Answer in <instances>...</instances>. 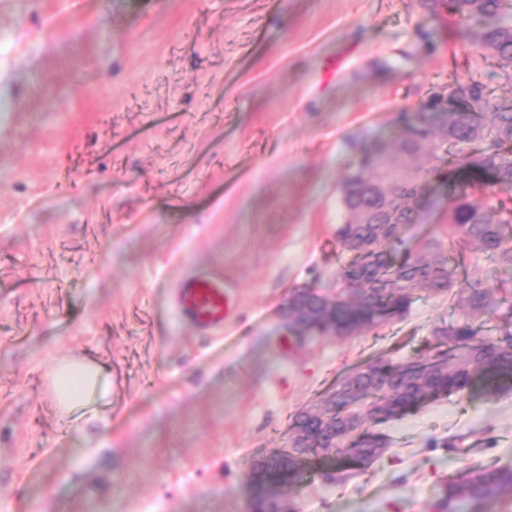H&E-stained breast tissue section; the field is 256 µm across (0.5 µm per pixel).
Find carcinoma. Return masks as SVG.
Masks as SVG:
<instances>
[{
    "instance_id": "carcinoma-1",
    "label": "carcinoma",
    "mask_w": 512,
    "mask_h": 512,
    "mask_svg": "<svg viewBox=\"0 0 512 512\" xmlns=\"http://www.w3.org/2000/svg\"><path fill=\"white\" fill-rule=\"evenodd\" d=\"M428 13L459 18L465 32L495 61L496 75L512 83V0H419ZM443 177L448 194V241L431 239L430 251L407 249L400 233L415 223L412 202ZM512 188V99L491 96L482 74L432 92L415 112L402 116L389 142L359 147L340 190H349L347 220L337 231L342 254L340 288L328 299L298 291L288 303V320L298 335L349 336L374 331L405 314L411 295L439 296L461 285L462 314L435 327L439 350L391 364L379 361L345 374L329 392L334 407L324 421L307 409L290 426V448L251 470L250 512L274 508L273 490L292 487L312 459L343 452L369 464L385 452L386 440L367 423L399 419L429 397L462 393L479 386L487 395L512 388V280L490 285L469 276L464 249L476 244L486 257L512 267V207L477 202L467 190L487 182ZM386 223L365 224L376 203ZM496 315V335H481L479 321ZM512 493V467H480L446 482L439 512H485Z\"/></svg>"
}]
</instances>
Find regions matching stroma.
Listing matches in <instances>:
<instances>
[{
    "label": "stroma",
    "mask_w": 512,
    "mask_h": 512,
    "mask_svg": "<svg viewBox=\"0 0 512 512\" xmlns=\"http://www.w3.org/2000/svg\"><path fill=\"white\" fill-rule=\"evenodd\" d=\"M492 60L418 0H0V512H250L254 458L339 377L435 349L448 300L383 329L294 341L288 300L334 297L355 145ZM405 233L442 234L448 187ZM237 283L223 332L174 306ZM78 356L107 402L62 414ZM367 467L303 477L296 512H436L444 482L512 466V390L379 425ZM235 285L215 272H193L177 284L174 301L178 314L192 327L214 334L234 319L239 310ZM54 382L58 400L67 409L82 401L87 394H95L104 400L111 392L110 383L101 377L97 367L83 361L60 364Z\"/></svg>",
    "instance_id": "1"
}]
</instances>
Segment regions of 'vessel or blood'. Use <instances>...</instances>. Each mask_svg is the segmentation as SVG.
Segmentation results:
<instances>
[{"instance_id":"obj_1","label":"vessel or blood","mask_w":512,"mask_h":512,"mask_svg":"<svg viewBox=\"0 0 512 512\" xmlns=\"http://www.w3.org/2000/svg\"><path fill=\"white\" fill-rule=\"evenodd\" d=\"M174 301L178 314L203 333L222 331L239 310L235 286L215 272H193L177 284Z\"/></svg>"}]
</instances>
